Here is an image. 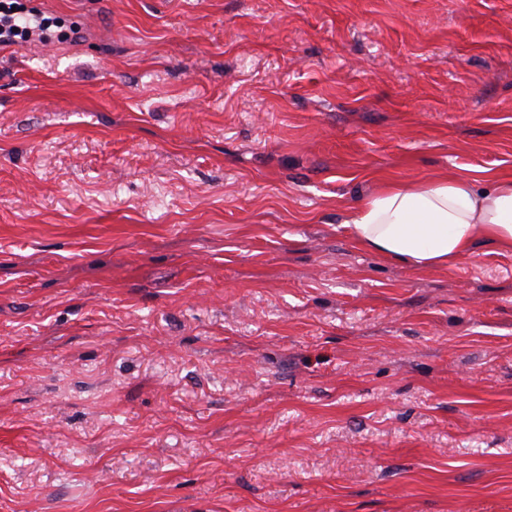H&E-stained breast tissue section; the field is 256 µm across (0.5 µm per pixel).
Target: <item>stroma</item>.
I'll return each instance as SVG.
<instances>
[{
	"instance_id": "obj_1",
	"label": "stroma",
	"mask_w": 512,
	"mask_h": 512,
	"mask_svg": "<svg viewBox=\"0 0 512 512\" xmlns=\"http://www.w3.org/2000/svg\"><path fill=\"white\" fill-rule=\"evenodd\" d=\"M0 512H512V250H364L512 173V0H21ZM346 224L362 248L415 267L450 266L481 241L512 249V174L484 189L453 175L385 182Z\"/></svg>"
}]
</instances>
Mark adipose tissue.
Masks as SVG:
<instances>
[{"instance_id": "obj_1", "label": "adipose tissue", "mask_w": 512, "mask_h": 512, "mask_svg": "<svg viewBox=\"0 0 512 512\" xmlns=\"http://www.w3.org/2000/svg\"><path fill=\"white\" fill-rule=\"evenodd\" d=\"M359 246L415 267L449 266L487 241L512 249V174L477 188L459 176L389 181L347 221Z\"/></svg>"}]
</instances>
